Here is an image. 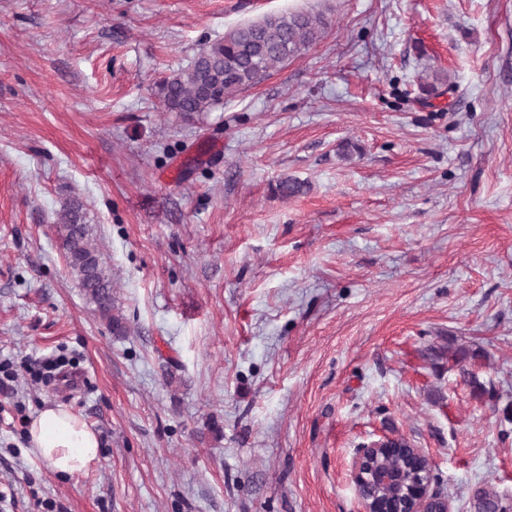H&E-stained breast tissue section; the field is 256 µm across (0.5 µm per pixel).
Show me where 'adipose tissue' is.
Instances as JSON below:
<instances>
[{
    "mask_svg": "<svg viewBox=\"0 0 512 512\" xmlns=\"http://www.w3.org/2000/svg\"><path fill=\"white\" fill-rule=\"evenodd\" d=\"M28 434L30 454L55 474L84 473L99 459L97 434L67 408L43 409L32 419Z\"/></svg>",
    "mask_w": 512,
    "mask_h": 512,
    "instance_id": "adipose-tissue-1",
    "label": "adipose tissue"
}]
</instances>
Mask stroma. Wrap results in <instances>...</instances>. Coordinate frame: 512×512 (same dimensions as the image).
I'll return each mask as SVG.
<instances>
[{
  "label": "stroma",
  "mask_w": 512,
  "mask_h": 512,
  "mask_svg": "<svg viewBox=\"0 0 512 512\" xmlns=\"http://www.w3.org/2000/svg\"><path fill=\"white\" fill-rule=\"evenodd\" d=\"M300 8L317 44L165 111L200 48ZM73 200L125 335L65 266ZM0 362L6 512H362L383 433L452 512L512 505V0H0ZM60 404L101 444L66 478L27 452ZM501 498L491 488H481L477 491L473 502L474 512H506Z\"/></svg>",
  "instance_id": "stroma-1"
}]
</instances>
